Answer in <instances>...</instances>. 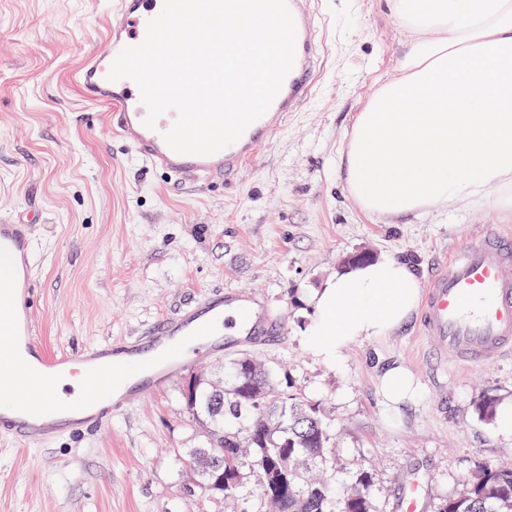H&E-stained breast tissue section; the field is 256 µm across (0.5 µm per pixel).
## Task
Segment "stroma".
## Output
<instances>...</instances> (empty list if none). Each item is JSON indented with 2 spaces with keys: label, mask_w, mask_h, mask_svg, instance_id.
Masks as SVG:
<instances>
[{
  "label": "stroma",
  "mask_w": 512,
  "mask_h": 512,
  "mask_svg": "<svg viewBox=\"0 0 512 512\" xmlns=\"http://www.w3.org/2000/svg\"><path fill=\"white\" fill-rule=\"evenodd\" d=\"M114 0H0V221L37 210L32 265L37 334L49 351L140 337L209 292H256L275 335L228 343L198 368L221 375L241 355L287 374L319 404L337 487L371 475L373 512H399L421 485L419 512H438L475 467L512 463V355L485 366L437 362L417 320L359 341L325 366L302 341L304 299L349 257L410 258L420 281L481 225L512 233V216L461 203L389 224L349 195L340 159L356 113L399 54L389 0H322L315 89L228 185H177L117 139L105 106L79 97L73 73L100 48ZM406 365L422 385L402 414L383 411L381 367ZM184 377L96 432L38 448L0 443V512H234L193 487L187 449L206 434L187 412ZM496 402L485 419L481 405Z\"/></svg>",
  "instance_id": "1"
}]
</instances>
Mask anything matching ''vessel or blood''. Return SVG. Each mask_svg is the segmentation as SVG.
Wrapping results in <instances>:
<instances>
[{
    "mask_svg": "<svg viewBox=\"0 0 512 512\" xmlns=\"http://www.w3.org/2000/svg\"><path fill=\"white\" fill-rule=\"evenodd\" d=\"M164 0H116L103 46L75 74L82 96L109 108L114 133L135 155L178 184L209 185L235 177L257 159L309 97L318 48L312 0H287L297 36L295 62L268 111L231 145L210 155L173 151L163 135L177 113L144 124L147 108L131 79L109 80L121 50L141 44ZM32 225L0 223V263L13 270L0 281V441L39 447L67 433H87L111 416L146 401L194 364L224 350V331L260 336L271 314L251 291L212 292L157 321L146 339L114 338L52 354L38 341L31 292ZM439 359L489 364L512 354V235L483 226L429 279L419 322Z\"/></svg>",
    "mask_w": 512,
    "mask_h": 512,
    "instance_id": "vessel-or-blood-1",
    "label": "vessel or blood"
}]
</instances>
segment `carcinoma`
I'll use <instances>...</instances> for the list:
<instances>
[{"instance_id":"obj_1","label":"carcinoma","mask_w":512,"mask_h":512,"mask_svg":"<svg viewBox=\"0 0 512 512\" xmlns=\"http://www.w3.org/2000/svg\"><path fill=\"white\" fill-rule=\"evenodd\" d=\"M224 371L241 374L250 392L202 384L184 397L188 413L208 428L206 444L189 449L202 490L234 502L253 488L276 512H372L370 476L343 495L333 481L307 479L326 461L332 431L317 404L292 392L287 375L245 356L225 361ZM439 512H512V468L476 467L465 491Z\"/></svg>"}]
</instances>
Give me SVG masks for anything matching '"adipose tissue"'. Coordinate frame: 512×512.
<instances>
[{"label":"adipose tissue","mask_w":512,"mask_h":512,"mask_svg":"<svg viewBox=\"0 0 512 512\" xmlns=\"http://www.w3.org/2000/svg\"><path fill=\"white\" fill-rule=\"evenodd\" d=\"M392 12L397 74L357 112L343 147L351 196L385 221L462 201L512 214V0H392ZM419 301L408 259L344 268L306 297L304 343L339 365L354 342L400 330ZM377 392L390 412L421 394L400 364Z\"/></svg>","instance_id":"obj_1"}]
</instances>
